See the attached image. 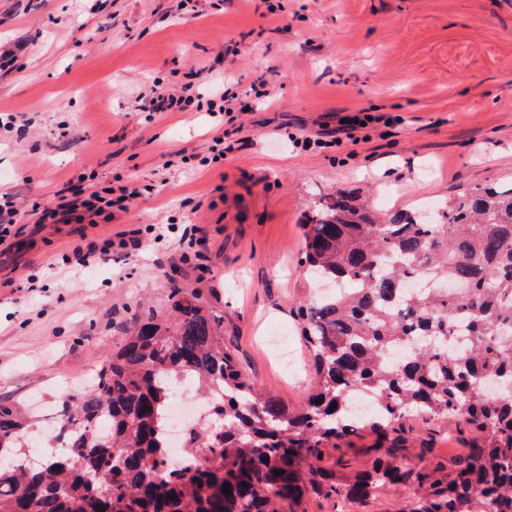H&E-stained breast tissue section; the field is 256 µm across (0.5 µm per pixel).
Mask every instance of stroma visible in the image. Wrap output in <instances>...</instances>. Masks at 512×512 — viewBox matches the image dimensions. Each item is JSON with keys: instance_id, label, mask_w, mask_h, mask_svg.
Returning a JSON list of instances; mask_svg holds the SVG:
<instances>
[{"instance_id": "35a3bbf8", "label": "stroma", "mask_w": 512, "mask_h": 512, "mask_svg": "<svg viewBox=\"0 0 512 512\" xmlns=\"http://www.w3.org/2000/svg\"><path fill=\"white\" fill-rule=\"evenodd\" d=\"M0 0V113L30 120L0 131V192L19 230L0 246V399L49 400L84 383L137 303L173 274L205 289L224 338L268 394L305 398L307 352L293 311L329 290L299 265L303 224L341 187L381 212L512 184V0ZM212 68L226 93L267 101L224 116L141 111L155 80L177 86ZM371 120L342 146L296 147L357 112ZM240 140L221 163L191 164L215 136ZM137 186L111 217L37 222L79 174ZM204 241L196 252L184 228ZM138 246L120 247L134 231ZM112 239L108 260L78 271L62 258L80 239ZM37 287H30L29 276ZM406 458L426 447L450 464L459 434L412 419Z\"/></svg>"}]
</instances>
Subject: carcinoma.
Returning a JSON list of instances; mask_svg holds the SVG:
<instances>
[{
  "mask_svg": "<svg viewBox=\"0 0 512 512\" xmlns=\"http://www.w3.org/2000/svg\"><path fill=\"white\" fill-rule=\"evenodd\" d=\"M431 212L383 217L336 190L307 217L305 275L337 291L296 308L311 355L298 408L241 368L204 289L175 284L131 314L90 386L56 400L64 444L40 464L16 453L37 420L0 401V512H294L310 493L361 506L391 485L409 512H512V185ZM184 377L213 407L187 435L203 462L171 470L163 426ZM361 398L374 411L357 418ZM410 417L474 437L448 468L411 464ZM365 430L371 469L336 479L325 457Z\"/></svg>",
  "mask_w": 512,
  "mask_h": 512,
  "instance_id": "carcinoma-1",
  "label": "carcinoma"
}]
</instances>
